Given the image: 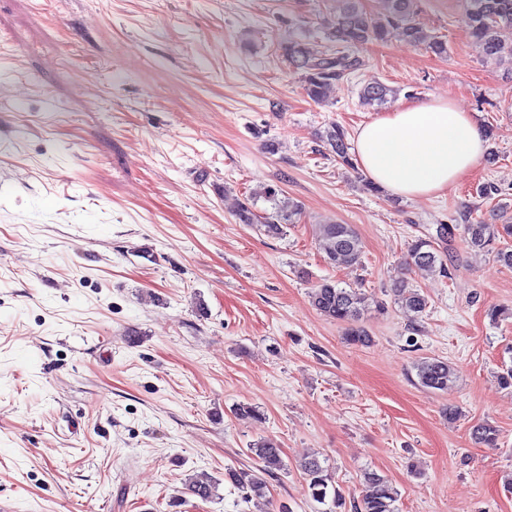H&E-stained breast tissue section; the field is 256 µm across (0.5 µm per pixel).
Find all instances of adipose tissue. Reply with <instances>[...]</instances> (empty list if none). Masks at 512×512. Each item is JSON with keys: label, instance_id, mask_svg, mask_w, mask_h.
<instances>
[{"label": "adipose tissue", "instance_id": "obj_1", "mask_svg": "<svg viewBox=\"0 0 512 512\" xmlns=\"http://www.w3.org/2000/svg\"><path fill=\"white\" fill-rule=\"evenodd\" d=\"M484 134L446 100L410 103L359 126L355 153L367 178L392 195L428 198L455 184L482 159Z\"/></svg>", "mask_w": 512, "mask_h": 512}]
</instances>
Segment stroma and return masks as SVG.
Segmentation results:
<instances>
[{"label":"stroma","instance_id":"1","mask_svg":"<svg viewBox=\"0 0 512 512\" xmlns=\"http://www.w3.org/2000/svg\"><path fill=\"white\" fill-rule=\"evenodd\" d=\"M415 5L447 56L391 30L317 103L280 48L325 53L336 0H0V512H320L307 457L349 500L374 469L399 512H512V317L487 316L512 269L463 231L512 218V56L474 47L462 0ZM374 81L386 111L447 99L492 128L485 159L431 198L370 191L318 133L377 119ZM268 186L301 207L280 237L236 217L271 214ZM319 224L353 225L362 264L328 265ZM439 224L448 274L418 279L414 318L392 282ZM324 278L384 303L370 346L313 309ZM422 357L453 366L447 390L414 384ZM262 438L286 468L245 500L224 472L256 469ZM200 472L218 499L185 494Z\"/></svg>","mask_w":512,"mask_h":512}]
</instances>
